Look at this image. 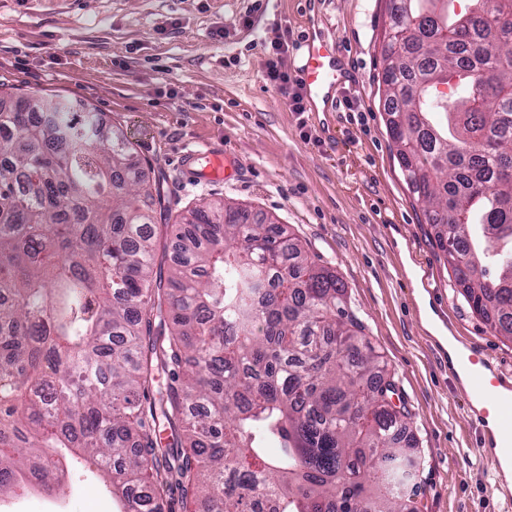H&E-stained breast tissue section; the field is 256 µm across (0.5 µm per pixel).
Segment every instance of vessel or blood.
<instances>
[{
  "label": "vessel or blood",
  "mask_w": 512,
  "mask_h": 512,
  "mask_svg": "<svg viewBox=\"0 0 512 512\" xmlns=\"http://www.w3.org/2000/svg\"><path fill=\"white\" fill-rule=\"evenodd\" d=\"M299 75L311 94L332 90L337 80L335 45L323 40L316 44L308 43L307 55ZM191 160L199 165L203 177L225 179L229 176L223 156L196 152L192 154ZM485 363V350L473 345L463 354L458 365L468 370L472 390L495 416L501 439V455L512 459V392L498 391L496 380L488 378L482 371Z\"/></svg>",
  "instance_id": "vessel-or-blood-1"
}]
</instances>
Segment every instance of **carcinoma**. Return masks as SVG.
Returning a JSON list of instances; mask_svg holds the SVG:
<instances>
[{
	"label": "carcinoma",
	"instance_id": "obj_1",
	"mask_svg": "<svg viewBox=\"0 0 512 512\" xmlns=\"http://www.w3.org/2000/svg\"><path fill=\"white\" fill-rule=\"evenodd\" d=\"M470 2L388 0L378 90L461 295L512 340V0ZM453 76L464 95H439ZM170 220L90 107L0 109V498L62 495L84 461L117 512L173 490L206 512H415L409 415L336 271L239 205Z\"/></svg>",
	"mask_w": 512,
	"mask_h": 512
}]
</instances>
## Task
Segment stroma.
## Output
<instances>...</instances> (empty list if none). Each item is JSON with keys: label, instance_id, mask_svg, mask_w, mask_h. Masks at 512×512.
Returning <instances> with one entry per match:
<instances>
[{"label": "stroma", "instance_id": "stroma-1", "mask_svg": "<svg viewBox=\"0 0 512 512\" xmlns=\"http://www.w3.org/2000/svg\"><path fill=\"white\" fill-rule=\"evenodd\" d=\"M386 0H0V84L90 104L160 180L173 218L214 201L271 214L336 269L348 304L394 375L417 439L419 512H512L490 439L448 366L443 338L480 343L512 380V341L455 286L409 191L379 102ZM335 42L342 76L325 110L293 112L266 79L272 42L297 68L312 30ZM357 100L348 110L344 97ZM222 153L223 180L190 176L185 153ZM14 512H114L74 471L67 494L12 497Z\"/></svg>", "mask_w": 512, "mask_h": 512}]
</instances>
